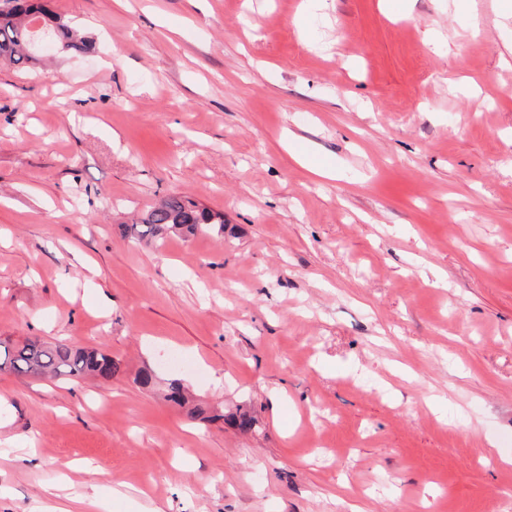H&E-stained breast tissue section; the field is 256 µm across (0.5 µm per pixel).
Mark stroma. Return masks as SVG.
<instances>
[{"label": "stroma", "mask_w": 512, "mask_h": 512, "mask_svg": "<svg viewBox=\"0 0 512 512\" xmlns=\"http://www.w3.org/2000/svg\"><path fill=\"white\" fill-rule=\"evenodd\" d=\"M49 5L95 48L0 66V339L123 371L0 372V512H512V0ZM172 192L224 235L123 233ZM166 397L168 401L183 409L187 418L192 421L200 420L202 422H211L223 420L225 423L240 429L250 428L253 424V418L250 414L246 411H241V409H237L236 412L225 415L224 412L221 414L208 415L211 412L209 408L202 405H190L185 396L184 386L178 380H173L169 383Z\"/></svg>", "instance_id": "35a3bbf8"}]
</instances>
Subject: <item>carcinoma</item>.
<instances>
[{"label": "carcinoma", "mask_w": 512, "mask_h": 512, "mask_svg": "<svg viewBox=\"0 0 512 512\" xmlns=\"http://www.w3.org/2000/svg\"><path fill=\"white\" fill-rule=\"evenodd\" d=\"M38 19L50 25L52 37L62 54H85L93 50L92 41L80 35L69 23L46 5L34 0H0V62L23 69L35 67L30 41V24ZM213 226L224 233V214L200 207L193 199L173 193L142 214L140 221L125 226L137 239L160 246L166 238L177 235L194 236ZM0 371L17 376H46L69 380L94 376L109 382L122 371L120 360L98 349L74 348L63 342L26 341L15 344L0 340ZM167 400L183 409L188 419L222 420L240 429L252 426L253 418L246 411L210 414L202 405L189 404L182 383L168 385Z\"/></svg>", "instance_id": "carcinoma-1"}]
</instances>
